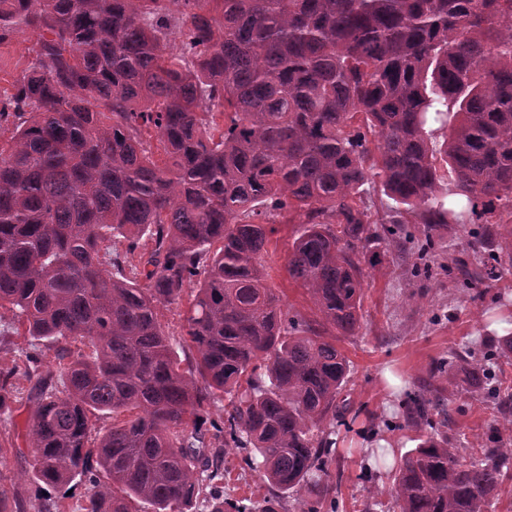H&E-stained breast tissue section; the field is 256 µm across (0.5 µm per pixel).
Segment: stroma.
Masks as SVG:
<instances>
[{"instance_id":"35a3bbf8","label":"stroma","mask_w":512,"mask_h":512,"mask_svg":"<svg viewBox=\"0 0 512 512\" xmlns=\"http://www.w3.org/2000/svg\"><path fill=\"white\" fill-rule=\"evenodd\" d=\"M33 37L19 34L0 44V98L12 85L32 56ZM297 213L279 225L276 254L268 261V281L291 312L313 317L306 289L291 280L287 271L288 248L298 228ZM479 220L447 224L435 234V249L424 262L432 276L412 275L414 259L410 246L392 249L382 243L370 246V261L364 266L365 284L362 318L355 335L338 337L336 343L353 364L343 396L353 408L374 416L372 431L363 422H346L331 437L337 447L354 444L360 450L353 458H340L330 471L338 485L337 512H363L367 490L385 487L391 481L386 471L375 468L371 455L384 451L399 457L415 448L414 431L402 417L405 402L430 376L434 364L463 351L480 359L495 349L502 335L498 321L512 313V270L477 288L463 287L448 270L460 261L477 262L469 247L470 231ZM415 300H408L409 289ZM27 337L0 335V370H14L11 410L0 413V485L24 503L36 504L41 492L31 479L33 450L27 436L28 419L35 408L38 387L22 374ZM448 438L459 448L470 447L474 436L488 435L497 414L493 399H475L466 382H459L446 400ZM224 492L233 498L263 499L277 496L280 512H297L294 495L277 493L243 463L238 451L224 457Z\"/></svg>"}]
</instances>
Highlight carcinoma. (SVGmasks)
<instances>
[{
    "mask_svg": "<svg viewBox=\"0 0 512 512\" xmlns=\"http://www.w3.org/2000/svg\"><path fill=\"white\" fill-rule=\"evenodd\" d=\"M20 33L34 57L0 103V310L39 383L32 481L80 479L87 512H276L224 497L236 448L300 512L336 509L330 429L351 365L321 328H359L371 242L424 256L439 225L512 208V0H0V43ZM366 185L408 218L372 219ZM292 210L288 276L312 322L267 285ZM511 268L506 247L459 271L477 287ZM190 287L186 375L157 309ZM503 361L511 335L482 360L451 353L409 399L420 443L392 468L387 512H487L512 481ZM460 373L500 408L478 455L432 420ZM93 412L125 418L92 449ZM0 512L26 507L0 486Z\"/></svg>",
    "mask_w": 512,
    "mask_h": 512,
    "instance_id": "obj_1",
    "label": "carcinoma"
}]
</instances>
